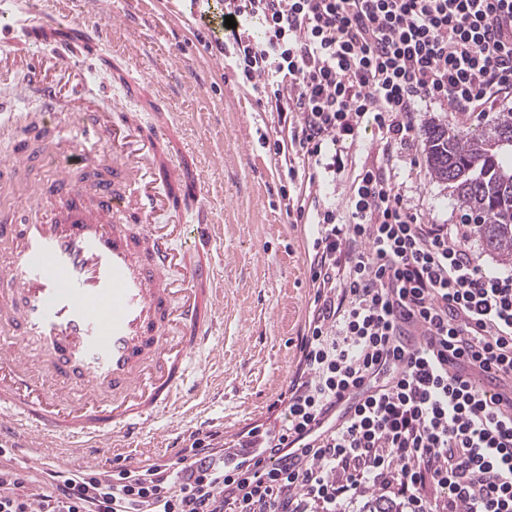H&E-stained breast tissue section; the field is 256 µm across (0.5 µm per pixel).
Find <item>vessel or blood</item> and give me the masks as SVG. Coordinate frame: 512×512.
<instances>
[{
	"mask_svg": "<svg viewBox=\"0 0 512 512\" xmlns=\"http://www.w3.org/2000/svg\"><path fill=\"white\" fill-rule=\"evenodd\" d=\"M0 15V75L23 69L36 86L37 111H58L65 85L86 79L81 56L66 52L78 27L68 0H13ZM101 22L89 46L128 73L110 111L94 102L54 126L33 149L34 129L14 118L0 152V181L50 161L46 188L62 221L35 215L41 196L0 212V442L26 469L73 475L71 454L112 467V450L141 440L158 419L195 413L200 371L220 357L224 331V251L204 176L213 157L177 139L180 121L166 88L142 75L131 56L148 34L123 0H91ZM121 33L125 49L102 38ZM158 100L149 126L127 115L131 102ZM108 170L90 195L74 191L70 152ZM167 223H158V216ZM467 378L487 397L512 401V389L473 368Z\"/></svg>",
	"mask_w": 512,
	"mask_h": 512,
	"instance_id": "obj_1",
	"label": "vessel or blood"
}]
</instances>
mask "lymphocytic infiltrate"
Returning <instances> with one entry per match:
<instances>
[{
  "label": "lymphocytic infiltrate",
  "instance_id": "f902f5d3",
  "mask_svg": "<svg viewBox=\"0 0 512 512\" xmlns=\"http://www.w3.org/2000/svg\"><path fill=\"white\" fill-rule=\"evenodd\" d=\"M236 25L213 51L238 71L308 167H342L340 146L365 119L391 152L413 142L420 104L458 115L512 91V0H223ZM265 29L252 34V23ZM350 221L317 214V288L285 391V419L257 425L227 453L139 473L95 471L25 491L0 470V512H338L361 497L406 512H512V405L449 375L448 354L512 377V270L487 273L469 225L423 224L396 184L363 168ZM420 321L417 351L393 344L403 314ZM371 378L373 395L288 470L275 457L342 393Z\"/></svg>",
  "mask_w": 512,
  "mask_h": 512
}]
</instances>
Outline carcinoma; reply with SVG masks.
<instances>
[{"label":"carcinoma","mask_w":512,"mask_h":512,"mask_svg":"<svg viewBox=\"0 0 512 512\" xmlns=\"http://www.w3.org/2000/svg\"><path fill=\"white\" fill-rule=\"evenodd\" d=\"M426 162L460 206L481 216L476 234L504 263L512 262V111L501 112L467 139L454 128L424 126ZM508 144L500 145L503 140Z\"/></svg>","instance_id":"carcinoma-1"}]
</instances>
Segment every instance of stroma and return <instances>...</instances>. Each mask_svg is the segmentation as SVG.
<instances>
[{
  "instance_id": "stroma-1",
  "label": "stroma",
  "mask_w": 512,
  "mask_h": 512,
  "mask_svg": "<svg viewBox=\"0 0 512 512\" xmlns=\"http://www.w3.org/2000/svg\"><path fill=\"white\" fill-rule=\"evenodd\" d=\"M140 8L152 25L149 48L138 60L142 72L170 85L185 71L196 74L197 85L174 93L167 106L179 115L189 147L221 158L205 178L224 227V333L217 339L224 363L206 372L202 398L208 431L230 446L252 426L279 420V400L298 363L300 338L314 308L308 257L312 212L330 205L339 220H347L354 178L376 160L378 129L373 124L359 129L352 161L340 174L318 168L313 176L289 179L284 156L274 152L275 141L283 136L277 113L260 105L251 86L231 68L212 67L210 34L192 17L188 0H140ZM34 109L24 71L0 77V117ZM508 110L512 93L465 116L428 107L417 122L432 119L465 134ZM387 171L404 206L421 223H461L463 208L447 185L428 172L424 136L396 150ZM285 190L303 200L304 214L288 212L281 197ZM199 428L192 415L162 418L141 442L148 463L168 461L170 443L188 445Z\"/></svg>"
}]
</instances>
